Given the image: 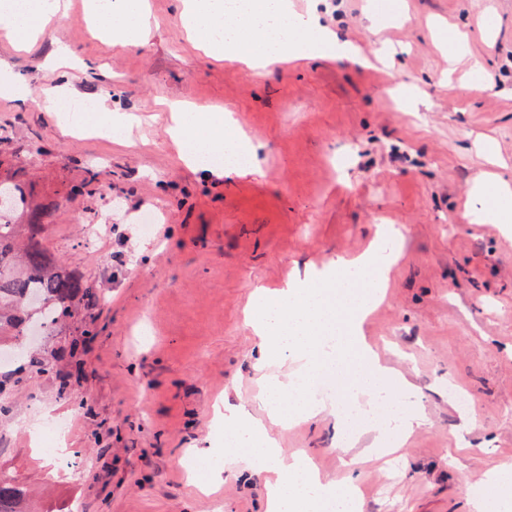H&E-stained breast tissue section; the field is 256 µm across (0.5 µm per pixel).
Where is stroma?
<instances>
[{"label": "stroma", "instance_id": "35a3bbf8", "mask_svg": "<svg viewBox=\"0 0 512 512\" xmlns=\"http://www.w3.org/2000/svg\"><path fill=\"white\" fill-rule=\"evenodd\" d=\"M65 2L30 51L0 32V63L22 90L0 99V153L59 202L49 247L98 294L41 349L68 346L88 323L95 335L78 362L59 364L77 393L24 373L0 464L51 488V512H266V473L224 447L225 415L266 416L252 293L374 251L390 273L367 296L362 338L423 427L381 456L395 435L387 419L360 427L326 402L310 420L269 424L270 435L354 492L356 512L501 504L490 479L512 463V230L462 212L478 176H512V0H395L375 26L372 0H293L374 63L301 58L265 70L204 56L175 0H148L151 33L135 45L103 39L86 0ZM452 32L465 38L455 58ZM473 60L486 70L479 91ZM60 82L70 99L136 116L130 141L74 131L41 108ZM173 102L230 112L262 145L256 167L187 168L167 132ZM71 185L81 194L67 196ZM146 210L158 216L149 237L137 224ZM452 387L470 395L468 409ZM44 412L69 421L71 471L29 441ZM347 452L368 458L352 476ZM227 454L221 483L206 484Z\"/></svg>", "mask_w": 512, "mask_h": 512}]
</instances>
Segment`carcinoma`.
<instances>
[{"label": "carcinoma", "mask_w": 512, "mask_h": 512, "mask_svg": "<svg viewBox=\"0 0 512 512\" xmlns=\"http://www.w3.org/2000/svg\"><path fill=\"white\" fill-rule=\"evenodd\" d=\"M18 173L9 168L0 179V199L6 200L0 205V347L17 348L16 368L0 372L1 417L11 413L9 392L21 383L22 372L59 378L56 366L64 350L34 355L31 347L22 345L25 323L39 319L48 308L54 329L97 299L91 283L63 266L47 244L58 203L36 200L33 185L21 181ZM0 512H36L28 486L2 470Z\"/></svg>", "instance_id": "carcinoma-1"}]
</instances>
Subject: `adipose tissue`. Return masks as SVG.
Instances as JSON below:
<instances>
[{"label": "adipose tissue", "instance_id": "obj_1", "mask_svg": "<svg viewBox=\"0 0 512 512\" xmlns=\"http://www.w3.org/2000/svg\"><path fill=\"white\" fill-rule=\"evenodd\" d=\"M185 32L214 60H236L265 69L289 58L359 60L356 45L339 41L317 11L300 15L288 0H179ZM56 0H0V28L28 41L57 10ZM146 0H90L89 9L104 33L118 43L145 41ZM174 139L184 141L185 160L197 166L198 153L240 149L257 156L251 141L223 110L176 102L170 106ZM464 217L476 224H512V182L477 180ZM238 447L248 449L256 470L271 473L267 512H343L342 490L323 481L303 460L281 455L263 422L239 419L232 429Z\"/></svg>", "mask_w": 512, "mask_h": 512}]
</instances>
